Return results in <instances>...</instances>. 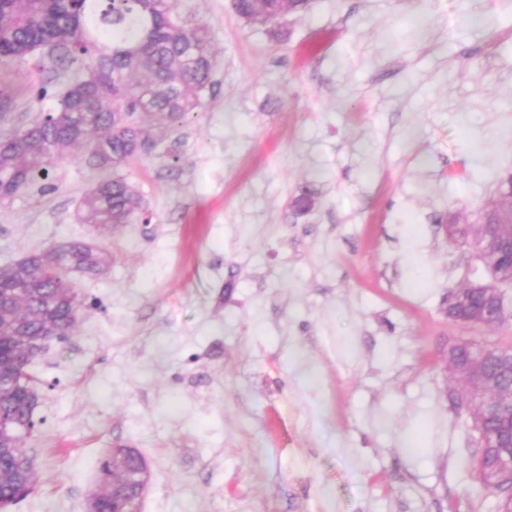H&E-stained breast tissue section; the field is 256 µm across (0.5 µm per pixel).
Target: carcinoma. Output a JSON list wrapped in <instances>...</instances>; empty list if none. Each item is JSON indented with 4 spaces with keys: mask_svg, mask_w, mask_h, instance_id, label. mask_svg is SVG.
<instances>
[{
    "mask_svg": "<svg viewBox=\"0 0 512 512\" xmlns=\"http://www.w3.org/2000/svg\"><path fill=\"white\" fill-rule=\"evenodd\" d=\"M309 0H234L236 12L253 25L270 26L286 14L303 13ZM54 47L48 57L43 46ZM78 62L81 68L58 107L0 142V200L48 177L68 148L101 170L114 169L154 146L145 122L167 125L200 106L216 59L205 26L176 13L174 0H0V64L35 59ZM142 211L136 188L124 177L103 179L82 198L77 220L112 232ZM108 255L96 245L66 241L28 254L0 271V509L33 488L35 473L24 468V441L35 431L37 379L19 372L18 360L43 355L47 341L72 333L85 303L69 275L100 276ZM509 456L480 448L472 463L484 489L495 479L492 462ZM142 456L108 451L100 460L89 512L135 507L148 485Z\"/></svg>",
    "mask_w": 512,
    "mask_h": 512,
    "instance_id": "obj_1",
    "label": "carcinoma"
}]
</instances>
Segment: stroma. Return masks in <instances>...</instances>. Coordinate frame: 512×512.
Listing matches in <instances>:
<instances>
[{
	"label": "stroma",
	"instance_id": "stroma-1",
	"mask_svg": "<svg viewBox=\"0 0 512 512\" xmlns=\"http://www.w3.org/2000/svg\"><path fill=\"white\" fill-rule=\"evenodd\" d=\"M176 11L217 66L199 114L115 169L147 221L77 223L104 173L68 157L0 200V269L73 239L110 256L73 275L87 307L34 367L36 480L11 512H87L118 446L148 466L139 512H495L442 360L462 338L512 343V288L499 327L448 321L480 270L443 226L512 173V0H310L282 39L231 0ZM76 71L0 65V135Z\"/></svg>",
	"mask_w": 512,
	"mask_h": 512
}]
</instances>
